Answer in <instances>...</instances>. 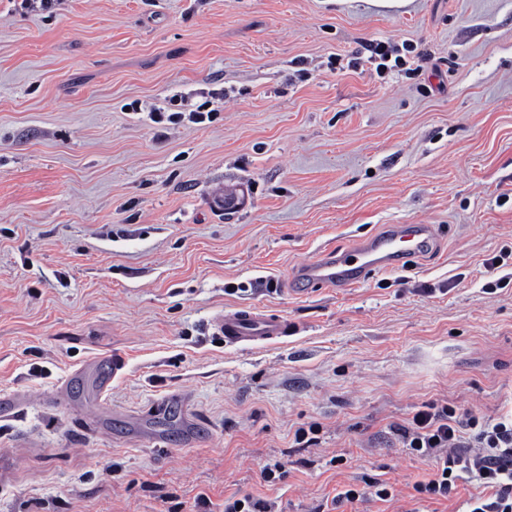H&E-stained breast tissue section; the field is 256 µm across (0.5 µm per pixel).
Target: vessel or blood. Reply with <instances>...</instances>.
<instances>
[{
	"mask_svg": "<svg viewBox=\"0 0 512 512\" xmlns=\"http://www.w3.org/2000/svg\"><path fill=\"white\" fill-rule=\"evenodd\" d=\"M429 224H388L379 233L357 240L347 249H325L301 266L288 282L289 287L345 289L359 285L371 272H391L414 256L426 253L432 245ZM214 327L225 344L254 349L293 335L287 317L253 307L237 308L214 320ZM97 379L101 390H108L126 368L124 354L113 351L99 357Z\"/></svg>",
	"mask_w": 512,
	"mask_h": 512,
	"instance_id": "obj_1",
	"label": "vessel or blood"
}]
</instances>
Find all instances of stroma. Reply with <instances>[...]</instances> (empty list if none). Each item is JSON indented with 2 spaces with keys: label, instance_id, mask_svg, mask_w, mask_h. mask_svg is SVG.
Listing matches in <instances>:
<instances>
[{
  "label": "stroma",
  "instance_id": "stroma-1",
  "mask_svg": "<svg viewBox=\"0 0 512 512\" xmlns=\"http://www.w3.org/2000/svg\"><path fill=\"white\" fill-rule=\"evenodd\" d=\"M19 3L0 0V512H214L236 492L461 512L477 483L413 499L428 468L393 428L431 402L512 409V0ZM376 39L416 73L370 70ZM385 224L433 225L434 250L286 292ZM244 306L296 334L219 343ZM114 350L100 397L75 372ZM375 476L393 500L333 504ZM98 366L97 379L101 390H108L112 380L120 377L126 368L127 360L124 354L112 351L95 360Z\"/></svg>",
  "mask_w": 512,
  "mask_h": 512
}]
</instances>
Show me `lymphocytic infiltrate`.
Instances as JSON below:
<instances>
[{"label": "lymphocytic infiltrate", "instance_id": "lymphocytic-infiltrate-1", "mask_svg": "<svg viewBox=\"0 0 512 512\" xmlns=\"http://www.w3.org/2000/svg\"><path fill=\"white\" fill-rule=\"evenodd\" d=\"M397 434L404 448L431 465L413 486L417 494L446 499L459 483L474 482L484 493L467 500L468 512H512V412L485 419L428 403Z\"/></svg>", "mask_w": 512, "mask_h": 512}]
</instances>
